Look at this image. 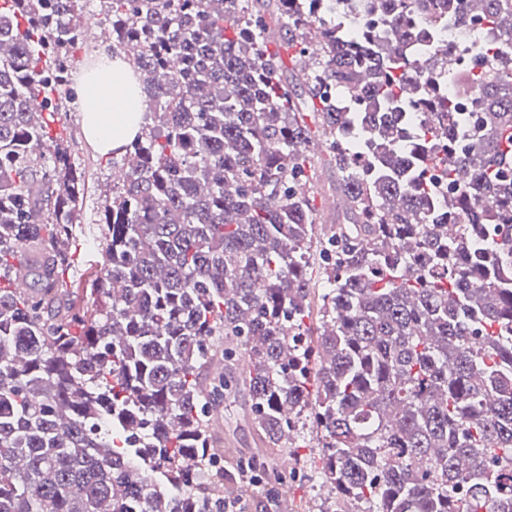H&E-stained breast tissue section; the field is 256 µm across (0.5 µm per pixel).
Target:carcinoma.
<instances>
[{
    "label": "carcinoma",
    "instance_id": "cac0c4a2",
    "mask_svg": "<svg viewBox=\"0 0 512 512\" xmlns=\"http://www.w3.org/2000/svg\"><path fill=\"white\" fill-rule=\"evenodd\" d=\"M89 2L0 0V512L272 499L304 418L331 512H512V237L481 239L512 225V0H345L344 30L321 0H99L148 122L91 312L64 288L88 179L51 135ZM413 17L498 39L446 70ZM240 387L268 453L226 466L210 413ZM334 182H336V169H332L328 166L323 167L321 176L315 183L316 190L314 204L322 223L319 224L318 231L321 229L322 232H329L332 229L331 224L336 225L337 215L340 213V211L336 212V209L328 207L329 201L336 198V196H333L331 192L327 191L328 185H331ZM333 216V222L330 223Z\"/></svg>",
    "mask_w": 512,
    "mask_h": 512
}]
</instances>
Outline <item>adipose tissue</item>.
I'll use <instances>...</instances> for the list:
<instances>
[{"label":"adipose tissue","mask_w":512,"mask_h":512,"mask_svg":"<svg viewBox=\"0 0 512 512\" xmlns=\"http://www.w3.org/2000/svg\"><path fill=\"white\" fill-rule=\"evenodd\" d=\"M77 106L88 135L105 154L119 152L145 123L133 68L108 52L99 54L82 81Z\"/></svg>","instance_id":"obj_1"}]
</instances>
